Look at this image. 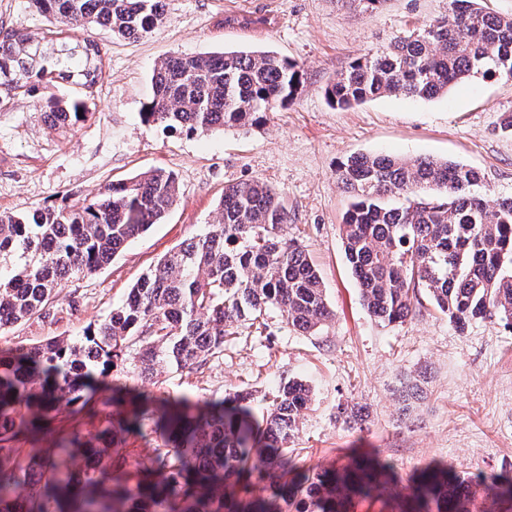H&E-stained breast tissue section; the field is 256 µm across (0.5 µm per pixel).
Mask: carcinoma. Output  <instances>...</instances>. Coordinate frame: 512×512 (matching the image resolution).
<instances>
[{
    "mask_svg": "<svg viewBox=\"0 0 512 512\" xmlns=\"http://www.w3.org/2000/svg\"><path fill=\"white\" fill-rule=\"evenodd\" d=\"M30 3L52 25H102L125 39L164 21L160 0ZM102 74L95 41L45 48L0 21V110L19 92L34 94L48 75L80 87L69 98L38 101L51 126L70 128L87 116L83 92ZM472 77L512 81V16L486 11L481 0H451L447 15L354 60L326 93L348 109L384 95L442 97ZM300 79L299 65L273 52L173 55L154 68L142 116L171 131L255 125L293 98ZM336 179L352 197L343 218L345 257L376 321H405L423 290L461 330L477 320L512 330V196L488 200L475 192L479 172L427 156L354 154L336 165ZM178 191L176 174L156 168L70 208L0 213V258L17 261L0 278V332L46 315L60 282L109 263L165 216ZM394 194L404 203L385 205ZM290 220L281 193L264 181L226 185L217 222L161 257L82 337L0 349V512H352L380 498L393 474L369 456L293 474L290 443L311 401L300 381L278 388L260 422L251 420L249 395L235 391L203 412L145 394L105 400L90 408L100 425L91 444L66 427L120 363L132 361L145 382L172 365L197 370L224 351L239 323L265 326L269 307L303 332L331 320L317 269L283 235ZM147 420L154 446L130 483L120 478L130 466L123 444L143 434ZM44 431L61 433L54 457L20 447ZM90 451L97 464L80 476L75 456ZM256 478L271 480L269 496L254 495ZM482 492L495 512H512L511 474L452 477L446 465L429 466L393 512H489Z\"/></svg>",
    "mask_w": 512,
    "mask_h": 512,
    "instance_id": "1",
    "label": "carcinoma"
}]
</instances>
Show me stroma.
Here are the masks:
<instances>
[{
	"label": "stroma",
	"mask_w": 512,
	"mask_h": 512,
	"mask_svg": "<svg viewBox=\"0 0 512 512\" xmlns=\"http://www.w3.org/2000/svg\"><path fill=\"white\" fill-rule=\"evenodd\" d=\"M447 12L448 0H383L372 12L359 0H165L164 25L150 36L85 30L103 60L85 120L51 128L36 103L54 94L47 84L0 111V212L72 205L157 167L177 174L178 200L109 264L65 281L48 317L0 334V348L82 335L162 256L215 222L225 185L260 179L282 193L292 215L285 232L318 268L332 319L310 336L268 308L263 331L240 326L226 337L223 356L194 371L166 369L152 393L203 402L248 390L259 419L281 382L301 380L313 396L301 419L298 464L327 469L358 449L379 454L397 474L393 500L407 497L411 476L434 462L460 474L512 469V332L488 321L458 331L428 302L404 323L379 324L361 300L341 239L352 198L335 170L353 154L456 161L479 172L480 193L512 195V138L497 130L502 113L512 112V81L475 78L437 99L381 96L345 110L326 97L354 58ZM0 20L35 41L49 34L28 0H0ZM223 50L269 51L297 62V94L245 129L171 133L143 120L157 63ZM414 384L421 397L404 405ZM347 403L369 407L364 428L337 420L338 405Z\"/></svg>",
	"instance_id": "obj_1"
}]
</instances>
